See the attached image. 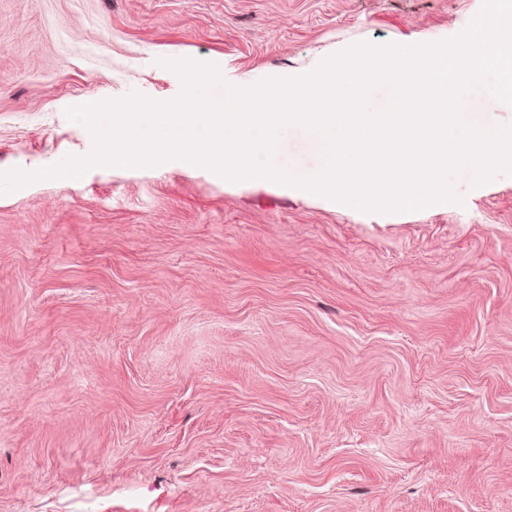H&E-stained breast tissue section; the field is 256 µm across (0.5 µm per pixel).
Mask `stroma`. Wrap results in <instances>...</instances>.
Returning <instances> with one entry per match:
<instances>
[{
	"label": "stroma",
	"instance_id": "obj_1",
	"mask_svg": "<svg viewBox=\"0 0 512 512\" xmlns=\"http://www.w3.org/2000/svg\"><path fill=\"white\" fill-rule=\"evenodd\" d=\"M484 0H0V173L68 108L433 44ZM466 122L512 127L483 85ZM275 165L308 176L305 129ZM365 212L164 162L0 193V512H512V175Z\"/></svg>",
	"mask_w": 512,
	"mask_h": 512
}]
</instances>
